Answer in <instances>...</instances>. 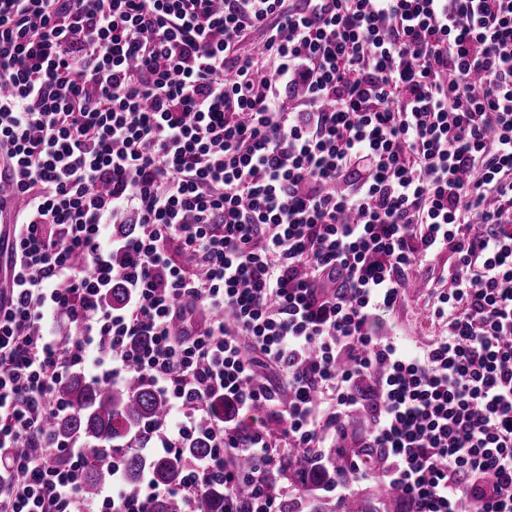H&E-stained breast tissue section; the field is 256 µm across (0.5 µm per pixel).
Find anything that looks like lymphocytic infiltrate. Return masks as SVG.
Returning <instances> with one entry per match:
<instances>
[{"mask_svg": "<svg viewBox=\"0 0 512 512\" xmlns=\"http://www.w3.org/2000/svg\"><path fill=\"white\" fill-rule=\"evenodd\" d=\"M333 2L0 0V512H198L216 480L224 512H282L280 468L345 437L364 378L383 465L328 493L512 512V0ZM443 254L447 331L409 347L383 316ZM77 372L156 389L142 457L209 453L126 495L122 454L45 426ZM111 478V471L107 467L101 465L89 467L83 482L85 497H95L100 487L106 484Z\"/></svg>", "mask_w": 512, "mask_h": 512, "instance_id": "f902f5d3", "label": "lymphocytic infiltrate"}]
</instances>
